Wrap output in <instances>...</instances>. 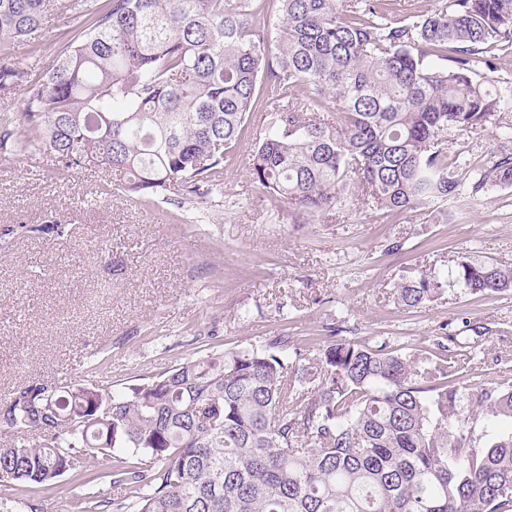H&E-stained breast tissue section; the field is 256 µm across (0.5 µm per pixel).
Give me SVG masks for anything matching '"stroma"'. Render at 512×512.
Returning a JSON list of instances; mask_svg holds the SVG:
<instances>
[{
    "instance_id": "1",
    "label": "stroma",
    "mask_w": 512,
    "mask_h": 512,
    "mask_svg": "<svg viewBox=\"0 0 512 512\" xmlns=\"http://www.w3.org/2000/svg\"><path fill=\"white\" fill-rule=\"evenodd\" d=\"M74 22L48 12L13 60L45 71ZM254 115L224 164V192L173 190L146 203L114 191L95 168L58 170L51 157L0 152V399L34 380L83 375L123 391L205 349L306 347L325 336L433 352L444 333L467 343L459 366L481 363L492 383L512 358V289L473 297L445 289L422 308L394 298L404 277L454 268L460 257L512 267V185L458 201L386 213L332 208L297 223L248 177ZM448 151L474 169L512 153V109L498 126L452 131ZM62 224L64 235L42 234ZM110 258L98 260L100 248Z\"/></svg>"
}]
</instances>
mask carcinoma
<instances>
[{
  "instance_id": "1",
  "label": "carcinoma",
  "mask_w": 512,
  "mask_h": 512,
  "mask_svg": "<svg viewBox=\"0 0 512 512\" xmlns=\"http://www.w3.org/2000/svg\"><path fill=\"white\" fill-rule=\"evenodd\" d=\"M52 5L76 20L53 66L0 57V95H23L0 117V150L97 167L145 202L224 194V158L254 112L271 122L250 182L296 219L346 205L352 186L387 212L459 199L469 165L448 132L496 126L512 107L474 78L512 50V0H0V49ZM488 184H512V156L473 189ZM445 287L492 295L512 288V268L461 261L398 282L395 299L415 310ZM454 343L290 354L280 336L122 393L21 386L0 402V512H47L19 493L66 475L84 489L72 512H512V432L491 433L512 421V389L489 387L478 364L458 376Z\"/></svg>"
}]
</instances>
